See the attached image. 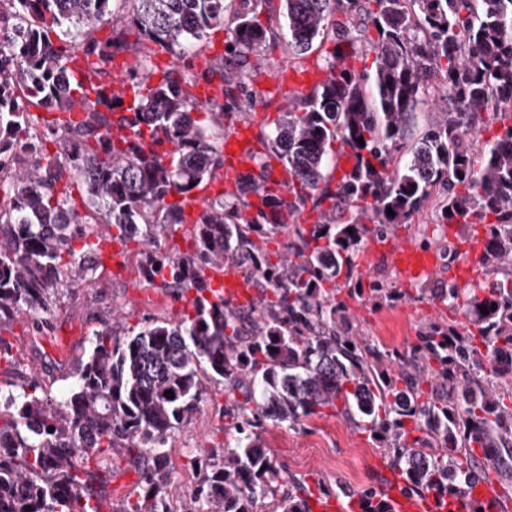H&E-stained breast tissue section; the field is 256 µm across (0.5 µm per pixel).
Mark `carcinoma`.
I'll list each match as a JSON object with an SVG mask.
<instances>
[{
    "label": "carcinoma",
    "mask_w": 512,
    "mask_h": 512,
    "mask_svg": "<svg viewBox=\"0 0 512 512\" xmlns=\"http://www.w3.org/2000/svg\"><path fill=\"white\" fill-rule=\"evenodd\" d=\"M0 0V328L39 319L67 289L103 266L104 244L136 242L150 288L185 301L129 340L95 334L59 399L32 381L0 394V512H102L104 476L92 466L120 451L144 460L141 492L110 512H172L165 446L197 408L206 383L241 390L236 444L190 458L187 512H311L313 492H286L258 428H294L332 408L383 443L407 495H466L481 470L512 462V0ZM224 52L189 79L209 31ZM62 30L60 44L50 34ZM299 55L332 44L326 78L297 93L253 170L200 211L177 197L221 180L224 119L247 116L250 58L282 31ZM374 54L368 75L347 64ZM162 54L177 60L164 69ZM83 64L106 81L119 67L133 92L103 105L73 76ZM452 108L406 137L430 81ZM43 107L39 117L30 107ZM205 109L204 124L193 113ZM363 142H358V138ZM349 150L351 173L329 170ZM288 169V197L267 188L268 158ZM81 180L79 210L71 185ZM438 196L421 245L441 256L475 253L484 278H439L417 301L467 319L429 320L405 352L361 334L352 303H391L397 281L360 270L370 239L384 242ZM394 215H387V209ZM317 214L301 224L302 212ZM462 232L451 241L444 225ZM483 227L478 236L475 226ZM181 240H176L177 230ZM279 236L286 243L272 250ZM81 248L74 247L75 242ZM246 272L256 295L224 303L213 285ZM488 314H483V311ZM173 392V396L166 392Z\"/></svg>",
    "instance_id": "cac0c4a2"
}]
</instances>
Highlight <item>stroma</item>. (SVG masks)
Masks as SVG:
<instances>
[{
  "instance_id": "stroma-1",
  "label": "stroma",
  "mask_w": 512,
  "mask_h": 512,
  "mask_svg": "<svg viewBox=\"0 0 512 512\" xmlns=\"http://www.w3.org/2000/svg\"><path fill=\"white\" fill-rule=\"evenodd\" d=\"M184 305L172 292L143 287L135 267L117 269L105 264L89 279L77 282L45 322L33 324L26 315L16 317L0 331V342L10 346L14 360L0 380L20 374L42 382L55 395H63L75 382L79 357L88 350L94 334L105 327L118 333L139 331L153 318L174 317ZM352 311L361 330L391 349L407 350L416 331L445 309L427 301L405 297L391 306L372 308L354 305ZM232 401L223 384L211 382L196 411L171 436L169 457L172 497L176 508L187 506L188 493L195 483L190 457L200 446L230 448L234 445L231 422L226 414ZM285 470L282 486L300 481L309 486L342 484L349 495L378 486L387 456L369 433L353 428L335 410L308 417L301 427L264 422L259 429ZM98 471L107 478V507L135 496L138 488L137 464L119 454L103 461Z\"/></svg>"
}]
</instances>
